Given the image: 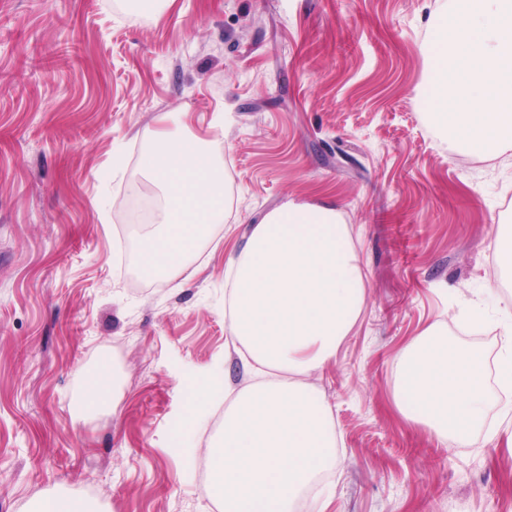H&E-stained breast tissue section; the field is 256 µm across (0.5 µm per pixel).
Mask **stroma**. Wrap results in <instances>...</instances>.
<instances>
[{
  "mask_svg": "<svg viewBox=\"0 0 512 512\" xmlns=\"http://www.w3.org/2000/svg\"><path fill=\"white\" fill-rule=\"evenodd\" d=\"M437 0H0V512L50 490L99 512H224L197 457L245 383L224 319V271L253 224L334 202L365 297L307 383L331 408L336 468L308 512H512L499 393L469 447L396 408L407 343L430 324L499 358L512 293L501 182L429 121ZM204 136L233 207L149 284L125 265L134 189L163 118ZM483 294L486 335L463 328ZM114 390L82 411L86 377ZM197 407L194 423L187 407ZM330 501H323V492Z\"/></svg>",
  "mask_w": 512,
  "mask_h": 512,
  "instance_id": "35a3bbf8",
  "label": "stroma"
}]
</instances>
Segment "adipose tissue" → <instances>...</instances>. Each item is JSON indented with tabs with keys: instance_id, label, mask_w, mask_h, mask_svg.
Instances as JSON below:
<instances>
[{
	"instance_id": "adipose-tissue-1",
	"label": "adipose tissue",
	"mask_w": 512,
	"mask_h": 512,
	"mask_svg": "<svg viewBox=\"0 0 512 512\" xmlns=\"http://www.w3.org/2000/svg\"><path fill=\"white\" fill-rule=\"evenodd\" d=\"M146 176L164 201L155 230L137 236L138 264L144 276L167 277L224 219L222 166L203 139L166 127L151 136ZM228 268L225 319L252 380L224 395L203 492L224 512H295L301 492L336 463L330 411L302 377L335 358L358 318L359 260L334 204H291L253 227ZM394 399L439 440L462 446L491 402L480 359L454 351L438 322L406 346Z\"/></svg>"
}]
</instances>
